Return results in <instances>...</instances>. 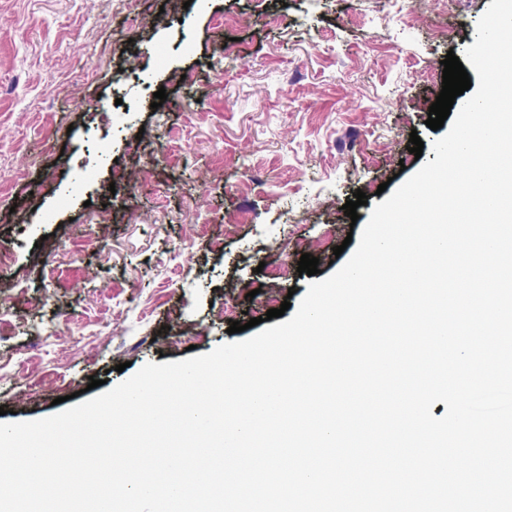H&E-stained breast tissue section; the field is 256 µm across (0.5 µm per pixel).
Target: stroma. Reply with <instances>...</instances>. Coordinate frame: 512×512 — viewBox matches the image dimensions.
<instances>
[{
    "instance_id": "obj_1",
    "label": "stroma",
    "mask_w": 512,
    "mask_h": 512,
    "mask_svg": "<svg viewBox=\"0 0 512 512\" xmlns=\"http://www.w3.org/2000/svg\"><path fill=\"white\" fill-rule=\"evenodd\" d=\"M490 2L0 0L6 421L230 342L300 301L302 254L337 271L346 200L368 220L433 159L441 62Z\"/></svg>"
}]
</instances>
